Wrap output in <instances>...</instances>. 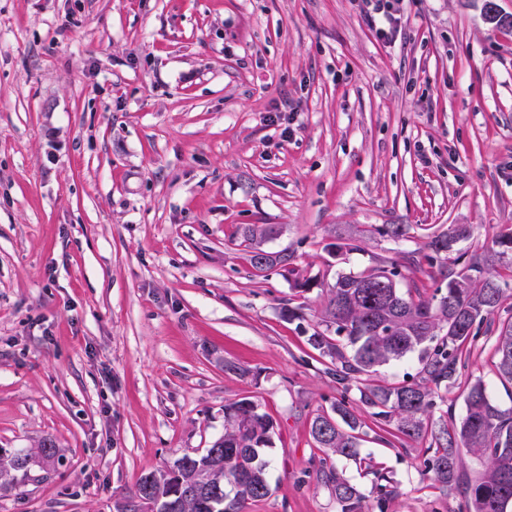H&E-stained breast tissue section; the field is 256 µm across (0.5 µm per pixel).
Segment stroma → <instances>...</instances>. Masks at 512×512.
Listing matches in <instances>:
<instances>
[{
    "label": "stroma",
    "instance_id": "obj_1",
    "mask_svg": "<svg viewBox=\"0 0 512 512\" xmlns=\"http://www.w3.org/2000/svg\"><path fill=\"white\" fill-rule=\"evenodd\" d=\"M399 7L388 43L365 0H0V458L31 457L0 512H114L245 397L277 424L249 512H337L310 423L359 392L306 341L327 285L452 224L503 271L512 231V30L485 0ZM245 224L280 227L295 273L252 268ZM493 341L462 378L509 409ZM429 444L365 435L388 512H462Z\"/></svg>",
    "mask_w": 512,
    "mask_h": 512
}]
</instances>
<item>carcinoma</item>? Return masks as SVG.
Returning a JSON list of instances; mask_svg holds the SVG:
<instances>
[{
    "mask_svg": "<svg viewBox=\"0 0 512 512\" xmlns=\"http://www.w3.org/2000/svg\"><path fill=\"white\" fill-rule=\"evenodd\" d=\"M272 224H245L241 236L248 242L246 260L254 263L253 250L278 235ZM465 224H453L447 233L430 241L433 255L428 265L461 257H448L452 239L467 238ZM266 268L294 272L293 253H269ZM422 270L412 254H404L358 275L339 274L326 293L318 327L307 343L331 359L328 374L338 384L361 381L357 405L344 400L314 416L311 435L324 457L319 459L320 476L330 488L340 512H368L367 496L338 475L333 458L353 459L375 476L374 489L380 512L398 496L390 477L374 469L371 458L360 456L365 409L384 433L416 440L426 435L423 475L433 487L465 499V512H506L512 505V409L502 410L476 381L465 388V414L456 417L448 405L434 416L438 391L458 385L480 326L494 322L507 299L500 272L472 257L462 271L440 272L448 280L433 292L426 288L402 290V269ZM392 288H377L378 281ZM334 331L329 336L327 332ZM494 350L499 377L512 384V318L499 324ZM419 353L416 379L407 383L372 384L368 377L376 368ZM276 425L249 398L224 406V435L202 454L185 453L173 465L172 481L201 485L200 497L179 499L178 512H246L250 505L270 494L269 462L263 451L272 443ZM482 464L474 479L466 477L465 456ZM167 486L143 503L145 512H165Z\"/></svg>",
    "mask_w": 512,
    "mask_h": 512,
    "instance_id": "1",
    "label": "carcinoma"
}]
</instances>
